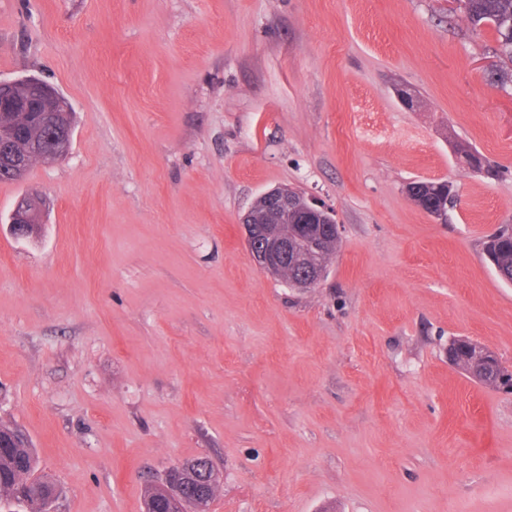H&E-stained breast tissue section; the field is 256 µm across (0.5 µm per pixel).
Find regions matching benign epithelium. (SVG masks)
<instances>
[{
    "mask_svg": "<svg viewBox=\"0 0 512 512\" xmlns=\"http://www.w3.org/2000/svg\"><path fill=\"white\" fill-rule=\"evenodd\" d=\"M70 103L38 78L0 81V172L22 179L35 163L65 158L71 145ZM42 197L32 190L16 204L10 218L16 235L36 232ZM295 223H288V214ZM245 243L258 267L276 277L288 263L297 267L296 285L312 288L328 269L315 257L340 235L332 212L291 188L261 194L241 218Z\"/></svg>",
    "mask_w": 512,
    "mask_h": 512,
    "instance_id": "1",
    "label": "benign epithelium"
}]
</instances>
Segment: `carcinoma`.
<instances>
[{"mask_svg": "<svg viewBox=\"0 0 512 512\" xmlns=\"http://www.w3.org/2000/svg\"><path fill=\"white\" fill-rule=\"evenodd\" d=\"M463 12L473 28L490 25L495 31L502 66L488 75L492 84L512 83V0H462ZM444 181H418V192L424 199L422 209L429 206H454L443 189ZM485 252L494 268L512 275V225L503 224L488 236ZM460 368L480 381H493L497 374L485 370L483 360L470 351L459 358ZM180 496L175 500L158 484H153L144 499V512H200L201 471L198 459L182 464ZM61 495L60 486L50 477L39 473L38 460L26 432L18 425L0 424V504L17 503L23 512H52Z\"/></svg>", "mask_w": 512, "mask_h": 512, "instance_id": "obj_1", "label": "carcinoma"}]
</instances>
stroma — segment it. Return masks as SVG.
Listing matches in <instances>:
<instances>
[{"instance_id": "35a3bbf8", "label": "stroma", "mask_w": 512, "mask_h": 512, "mask_svg": "<svg viewBox=\"0 0 512 512\" xmlns=\"http://www.w3.org/2000/svg\"><path fill=\"white\" fill-rule=\"evenodd\" d=\"M495 48L450 0H0V80L74 112L66 158L0 182V421L57 512H143L196 457L210 512H512V393L448 362L466 336L512 371V284L484 252L512 224ZM415 179L456 187L446 223ZM277 186L341 226L318 287L242 239ZM41 202L42 197L36 190L30 191L18 201L10 218L16 235L26 236L36 232V224H40Z\"/></svg>"}]
</instances>
